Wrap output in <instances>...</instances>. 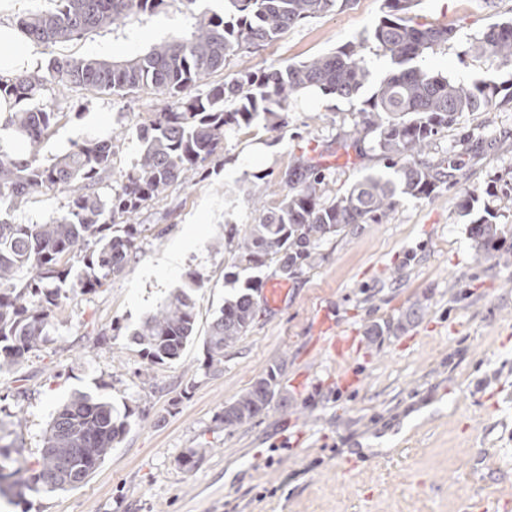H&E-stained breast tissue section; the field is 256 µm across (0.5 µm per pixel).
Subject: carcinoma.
<instances>
[{"instance_id": "obj_1", "label": "carcinoma", "mask_w": 512, "mask_h": 512, "mask_svg": "<svg viewBox=\"0 0 512 512\" xmlns=\"http://www.w3.org/2000/svg\"><path fill=\"white\" fill-rule=\"evenodd\" d=\"M47 12L27 13L15 27L31 42L50 48L88 33L153 14L168 0H53ZM352 0H224V14L201 13L187 37H173L121 62L53 57L47 65L0 77V96L12 101L4 128L18 149L0 144V372L40 349L50 336L54 311L67 293L84 294L122 271L141 230L133 217L148 202L164 197L185 173L205 168L224 150L226 132L264 121L276 130L291 102L308 91L352 98L367 85L354 123L372 135V148L387 160L385 170L364 175L345 194L324 197L325 175L312 166L287 169L280 177L287 193L279 206L245 230L231 226L224 236L234 248L235 268L260 269L270 262L291 278L311 264L321 243L353 224H379L404 198H428L448 183L445 164L429 159L435 137L466 112L496 104L497 87L462 84L425 66L428 53L455 37L451 24H422L411 15L418 0H385L386 11L359 42L311 60L270 69L238 71L205 92L197 87L224 69L244 49H257L300 22L348 6ZM373 44L389 60L377 80L363 51ZM468 52L491 69L512 67V20L489 25ZM83 87L124 98L141 91L163 97L140 130L141 153L121 184L101 191L112 164V140L87 138L53 162L41 151L58 113L40 99L46 84ZM65 192L69 210L42 224H15L10 214L29 195ZM505 228L495 208L471 222V239L485 260L496 258ZM83 255L84 271L72 276L70 261ZM200 287L187 277L132 334L148 364L173 362L196 336ZM254 280L224 298L203 340V369L224 371V352L246 335L257 317ZM275 366L224 406L216 421L226 427L250 422L278 393ZM129 412L79 392L52 414L43 436L38 467H14L21 455L14 444L0 446V496L74 489L103 464L128 428Z\"/></svg>"}]
</instances>
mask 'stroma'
Listing matches in <instances>:
<instances>
[{
    "label": "stroma",
    "mask_w": 512,
    "mask_h": 512,
    "mask_svg": "<svg viewBox=\"0 0 512 512\" xmlns=\"http://www.w3.org/2000/svg\"><path fill=\"white\" fill-rule=\"evenodd\" d=\"M384 0H351L307 19L280 40L233 57L213 82L246 69L299 63L360 41ZM422 23H450L454 39L427 65L499 90L485 112L464 114L438 141L437 156L460 159L461 183H512V69L494 70L468 53L491 23L512 17V0H420ZM196 23L179 0L166 12L101 29L39 50L123 61ZM59 113L43 159L91 136L113 140L108 182L119 185L138 158L139 126L158 96L125 98L46 86ZM361 99L305 94L286 123L226 136L206 175H187L139 213L142 233L126 268L97 292L63 301L47 343L0 374V411L17 415L12 440L22 460L40 456L55 408L86 392L132 412L130 427L80 488L30 493L8 512H512V235L503 259L486 261L469 235L454 188L406 199L378 224H357L323 241L312 266L282 279L257 273L262 288L285 282L280 309L261 308L246 336L224 355V371L205 373L203 336L228 293L235 258L222 248L226 225L258 223L278 206V179L297 164L325 170L326 196L343 194L385 161L370 140L350 138ZM67 194L35 195L14 212L40 224L67 212ZM177 262L160 257L181 237ZM202 279L196 338L181 358L144 370L131 334L186 280ZM382 335H369L372 326ZM351 339L343 354L324 337ZM280 393L251 422L224 427L217 412L274 365ZM197 452L194 472L179 464Z\"/></svg>",
    "instance_id": "stroma-1"
}]
</instances>
